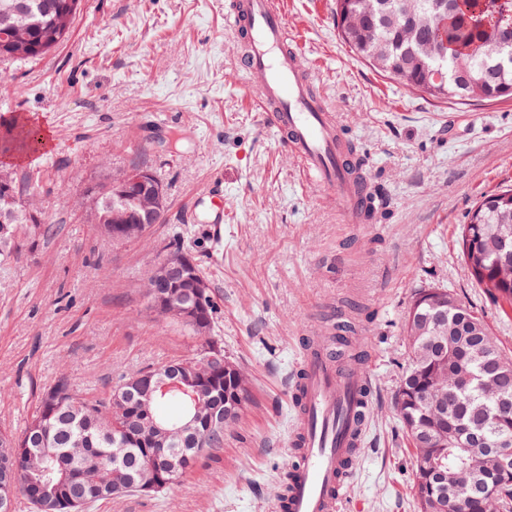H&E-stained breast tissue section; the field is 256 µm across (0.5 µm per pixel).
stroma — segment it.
<instances>
[{"instance_id": "obj_1", "label": "stroma", "mask_w": 512, "mask_h": 512, "mask_svg": "<svg viewBox=\"0 0 512 512\" xmlns=\"http://www.w3.org/2000/svg\"><path fill=\"white\" fill-rule=\"evenodd\" d=\"M230 2L81 0L59 47L0 61V123L19 115L50 139L36 154L0 155V171L47 173L37 203L53 226L0 274V431H20L60 378L101 399L123 375L201 347L154 313L144 290L179 231L213 283L211 336L247 375L250 400L223 447L167 491L85 512H278L292 461L288 387L304 339L327 337L344 302L358 307L349 341L364 358L372 403L343 512H415L395 407L412 294L450 290L512 352V314L485 299L457 242L475 203L512 186V100L431 98L350 52L335 0H282L303 68L386 202L377 222L344 223L256 109L224 26ZM171 113L176 124H165ZM137 164L162 184L166 210L150 238L116 245L93 224L85 190ZM216 192L218 239L208 226Z\"/></svg>"}]
</instances>
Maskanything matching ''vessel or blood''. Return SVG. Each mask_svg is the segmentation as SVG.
Segmentation results:
<instances>
[{"mask_svg": "<svg viewBox=\"0 0 512 512\" xmlns=\"http://www.w3.org/2000/svg\"><path fill=\"white\" fill-rule=\"evenodd\" d=\"M243 51L241 61L254 102L269 128L288 144L306 184L328 191L342 219L364 220L361 198L345 165L347 144L335 113L301 67L300 48L288 38L277 0H240L224 15ZM305 340L291 385L298 421L288 445L284 501L279 512H342L368 425L371 384L365 372L339 370L333 344Z\"/></svg>", "mask_w": 512, "mask_h": 512, "instance_id": "vessel-or-blood-1", "label": "vessel or blood"}]
</instances>
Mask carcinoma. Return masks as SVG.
I'll return each mask as SVG.
<instances>
[{
    "label": "carcinoma",
    "instance_id": "carcinoma-1",
    "mask_svg": "<svg viewBox=\"0 0 512 512\" xmlns=\"http://www.w3.org/2000/svg\"><path fill=\"white\" fill-rule=\"evenodd\" d=\"M65 0H0V34L8 30L14 16L11 8L30 12V38L39 44L46 36L48 9ZM337 26L351 53L392 79H399L412 89L437 99L500 101L512 99V61L501 69L490 70L494 61L488 52L504 34H512V0H448V12L437 15L434 0H336ZM443 65L448 73L466 69L471 80L444 86L432 82V71ZM37 139L23 118L17 116L0 135L3 153L35 151ZM354 158L351 172L365 191V218L370 221L379 207V198L363 176L364 158L350 145ZM45 174L31 171L19 180L8 173L0 175V207L10 204L16 217L0 223V270H7L12 260L24 250H34L47 237L53 225L45 221L35 204H22L33 195ZM122 177L105 183H93L86 196L100 213L121 212L118 234L113 225L102 227L105 235L116 242L129 243L148 237L154 224L146 223L147 212L156 213L155 224L162 222L166 200H158L141 188H130L139 204L124 206L112 194V186ZM501 224L512 225V188L506 187L485 195L470 211L469 222L460 225L459 243L475 283L488 299L512 310V281L497 273L496 255L489 249L470 254L467 243L477 245L497 232ZM187 256L191 271L203 276L201 265L191 252L177 241L165 246L163 258L175 263ZM410 348V360L395 395L400 422L413 448V489L417 512H512V476L488 479L490 491L467 501L456 498L451 487L435 483L432 470L448 466L450 460H462L471 453L464 429L481 435L484 447L499 445L512 451V386L503 405L489 397L478 384L458 394L467 410L452 422L447 433L431 448L417 443L418 435L433 428L436 412L428 392L444 369L461 375L482 374L483 367L500 363L512 369V357L496 343L478 355L482 338L489 336L484 321L446 288H420L411 297L404 320ZM208 340L194 353L168 362L170 366L187 365L207 370ZM142 374L138 370L125 378L100 400L78 397L64 379L45 389L39 407L24 430L17 436L0 434V497L42 484L60 481L56 458L71 457V475L63 481L62 498L82 507L114 497L112 484H133L126 493L137 492L136 486L148 476L151 448H166L168 453L190 468L198 455L224 444V427L237 422L249 400L247 379L242 370L229 362L224 367V386L238 396L240 404L228 414L221 426L199 423L196 441L188 445L178 438H160L149 446L139 436L150 435L149 419L140 415L136 404L139 395L127 381ZM193 415L191 402L170 396L155 403L151 417L162 423H178ZM144 427L143 434L133 430L135 423ZM27 449L22 463L16 465L6 453Z\"/></svg>",
    "mask_w": 512,
    "mask_h": 512
}]
</instances>
